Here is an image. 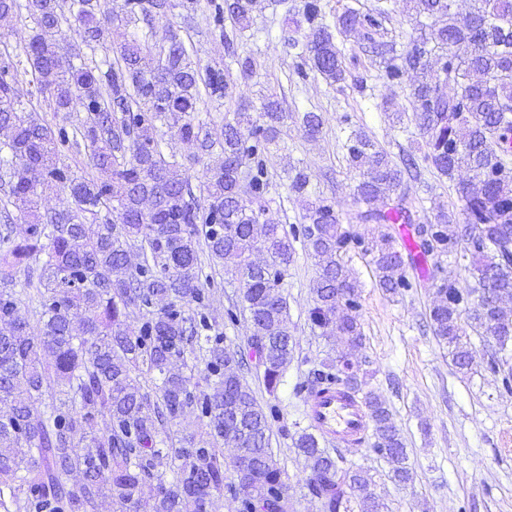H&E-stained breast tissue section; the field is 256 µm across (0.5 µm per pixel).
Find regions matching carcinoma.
I'll use <instances>...</instances> for the list:
<instances>
[{"label": "carcinoma", "instance_id": "obj_1", "mask_svg": "<svg viewBox=\"0 0 512 512\" xmlns=\"http://www.w3.org/2000/svg\"><path fill=\"white\" fill-rule=\"evenodd\" d=\"M389 2L348 8L331 27L321 0H308L306 40L286 32L282 40L298 59L300 77L311 70L331 86L346 83L336 36L351 32L378 64L382 84L399 85L415 74L412 115L424 139L415 150L451 181L461 169L470 173L455 184L459 209L439 206L433 219L416 225L418 253L469 261L477 282L491 283L497 303L477 306L474 285L459 287L436 264L429 272L435 288L430 327L460 370L475 363L468 333L498 336L499 348L484 344V370L512 393V367L500 363L502 351L512 349V0H474L463 19L453 0H413L416 16L431 23L418 22L420 34L400 51L388 39ZM178 5L124 0L116 11L104 0H0V17L24 13L34 24L23 53L39 91L48 93L46 105L66 112L77 98L87 112L72 132L40 123L35 108L16 96L18 64L9 36L0 34V152L6 153L0 156V488L23 489V512H95L106 499L116 512H133L146 495L156 512H212L216 492L225 487L235 497L243 486L250 495L244 512H279L288 486L269 444L280 409L257 401L243 358L210 322L200 249L223 261L225 273L240 276L226 316L248 323L271 393L292 360L288 304L279 288L294 262L293 242L307 244L317 268L309 320L335 342L362 338L360 285L342 254L358 249L371 256L379 287L391 294L417 287L399 261L395 238L343 227L328 197L309 201L308 222L300 226L267 216L269 157L288 113L272 96L263 99L261 124L247 112L234 113L214 151L196 105L204 91L228 90L230 67L201 69L172 29L151 46L136 31L139 21ZM255 6L256 0H224L215 5V22L241 24ZM64 23L76 27L92 53L117 42L107 70L78 53L77 65L63 59L56 33ZM446 84L456 90L443 93ZM299 121L311 137L322 129L315 112ZM161 125L176 127L181 140L209 155L203 202L180 177L177 160L160 150ZM70 143L84 146L97 176H79L61 162L60 148ZM342 149L359 176V223H411L402 172L387 151L361 130L350 131ZM53 187L67 202L43 215L39 190ZM18 218L27 223L20 241L12 228ZM258 245L267 253L260 268L249 261ZM31 258L42 259L33 322L19 316L14 288L18 266ZM131 308L143 314L135 326L127 324ZM202 349L207 390L195 382L197 364H188ZM59 383L61 397L44 403L42 396ZM322 383L361 391L354 365L342 355L338 365L311 371L297 390ZM363 404L373 451L387 460L394 479L411 481L407 449L386 402L369 392ZM188 410L200 431L177 446L168 443V427ZM226 444L237 448L229 464ZM295 447L306 460L305 488L323 512H383L369 470L342 468L341 457L307 431ZM163 458L172 465L170 479L156 472ZM230 468L234 483L226 482Z\"/></svg>", "mask_w": 512, "mask_h": 512}]
</instances>
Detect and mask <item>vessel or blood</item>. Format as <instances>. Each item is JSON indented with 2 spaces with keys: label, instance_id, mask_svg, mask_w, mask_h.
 Listing matches in <instances>:
<instances>
[{
  "label": "vessel or blood",
  "instance_id": "1",
  "mask_svg": "<svg viewBox=\"0 0 512 512\" xmlns=\"http://www.w3.org/2000/svg\"><path fill=\"white\" fill-rule=\"evenodd\" d=\"M305 417L321 437L339 444L359 443L368 433L369 418L358 398L331 386L304 399Z\"/></svg>",
  "mask_w": 512,
  "mask_h": 512
}]
</instances>
